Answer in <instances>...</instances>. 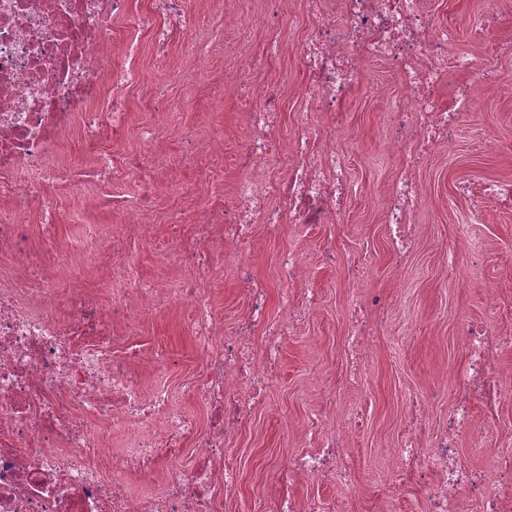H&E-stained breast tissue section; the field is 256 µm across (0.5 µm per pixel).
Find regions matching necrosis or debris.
Here are the masks:
<instances>
[{
	"instance_id": "obj_1",
	"label": "necrosis or debris",
	"mask_w": 512,
	"mask_h": 512,
	"mask_svg": "<svg viewBox=\"0 0 512 512\" xmlns=\"http://www.w3.org/2000/svg\"><path fill=\"white\" fill-rule=\"evenodd\" d=\"M129 0H0V258L11 273L0 282V512H212L213 493L234 487L238 472L226 446L246 415L264 405L266 390L285 337L293 335L314 307L312 296L280 300L289 316L266 328L263 343L253 330L264 326L266 297L261 284L251 290L248 317L226 330L196 283L221 271L205 261L214 246L240 265L239 248L253 236L256 222L332 224L347 188L345 169L334 146L336 131L319 129L299 113L298 133L288 163L276 170L275 100L257 91L260 106L247 113L249 139L239 155L243 172L232 202L215 196L197 205L192 220L171 212L179 258L188 279L174 298L187 312L185 330L200 352L190 393L211 410L207 427L173 406L165 351L120 345L114 315L132 322L155 311L162 291L131 279L141 253L133 240H150L157 229V204L180 183L181 165L161 145V126L132 125L124 89L145 86L140 71L108 70L103 64L114 17L128 14ZM342 22L321 17L301 50L312 77L317 110L335 115L349 95L359 63H392L405 90L389 145L410 159L433 144L448 143L463 112L467 93L448 107L434 97L444 70L482 72L472 54L454 50L448 29L436 25L423 0H340ZM111 86L109 111L92 109L104 86ZM96 132L99 149L74 169L57 158L58 137L74 122ZM136 128L141 157L115 149ZM137 178L136 196L111 193V186ZM82 183L100 187L96 202L111 205L124 222L103 243L98 225H83L79 236L29 245L30 223L53 219L48 196L70 195ZM420 188L401 174L383 205L397 256L412 247L409 214ZM124 281L119 297L66 290L74 275ZM68 323L55 315L59 301ZM468 366L457 373L452 413L420 409L400 448L396 475L407 482L427 477L428 512H463L464 497H477L481 512H512V468L477 470L464 463L456 443L471 429L474 402L512 400L497 379L495 356L503 337L484 324L462 332ZM152 369V380L134 362ZM322 446L291 458L285 477L313 479L334 474L339 486L352 482L348 434L325 427L313 414ZM194 442L203 464L182 466L178 452ZM146 494H135V486Z\"/></svg>"
}]
</instances>
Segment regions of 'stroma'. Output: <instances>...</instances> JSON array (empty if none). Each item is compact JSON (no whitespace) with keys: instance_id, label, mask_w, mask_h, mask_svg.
Instances as JSON below:
<instances>
[{"instance_id":"1","label":"stroma","mask_w":512,"mask_h":512,"mask_svg":"<svg viewBox=\"0 0 512 512\" xmlns=\"http://www.w3.org/2000/svg\"><path fill=\"white\" fill-rule=\"evenodd\" d=\"M438 24L449 26L455 48L478 52L489 70L512 81V0H424ZM187 13L198 18L192 35L195 49L210 58L209 73L179 76L156 56L149 41H142L137 61L148 81L162 84L163 99L137 94L129 97L135 120L162 122L167 104L183 106L181 124L165 131L164 139L185 159L182 187L194 189L203 174L185 154L190 145L216 131L224 134V164L213 174L214 188L230 191L240 177L235 158L244 144L242 123L252 100L248 87H272L282 95L276 113L279 136L276 152L287 162L297 114L307 111L318 126L328 117L309 99V75L299 48L313 16L303 14L300 0H235L236 13L262 11L266 23L241 34L225 26L224 11L208 0H183ZM257 57L260 68L240 75L241 55ZM470 88L475 98L471 117L460 122L452 146L436 147L412 169L423 190L415 222L418 241L405 262H397L389 246L382 205L401 168L395 152L381 144L393 123V107L404 91L392 65L384 60L366 62L357 71L350 93L336 120L341 129L336 141L350 191L341 201L335 223L301 228L283 225L271 233L257 225L241 253L253 277L266 284L268 321L282 322L286 313L278 305L281 288L294 295L312 289L318 305L301 324L297 335L284 343L266 403L244 421L229 440L239 472L234 490L216 492L214 512H273L274 501L285 489L304 499L335 502L336 512H426L424 484L400 486L390 473L391 455L411 426L414 402L425 401L441 409L453 406V378L467 364L461 340L465 322L484 321L498 335L512 336V208L489 204L456 193L457 183L481 184L496 178L512 179V94L485 84L479 76L446 73L436 100L444 105L456 89ZM121 216L105 206L86 208L73 200L59 202L54 233L68 237L81 225H100L111 235ZM141 278L163 288L177 287L184 270L176 259L172 231L160 226L155 241L141 245ZM287 250L300 252L304 266L299 276L281 284L277 263ZM457 252L459 265L449 270L448 252ZM209 260L222 269V278L201 282L216 314L225 326L245 316L249 294L235 269L226 264L222 248ZM360 277L362 293L380 301L371 318L372 349L364 384L350 380L342 352L350 327L349 289ZM497 292L496 308H489V290ZM187 312L162 301L155 314L136 323V339L166 348L172 359L168 370L176 409L206 424L207 410L192 398L186 386L198 355L184 331ZM335 401L341 416L359 409L363 425L351 437L355 483L343 488L330 475L315 480L285 483L282 468L302 451L299 437L311 411ZM475 432L461 436L458 453L480 469L496 467L495 448L512 442V401L496 412L475 405Z\"/></svg>"}]
</instances>
